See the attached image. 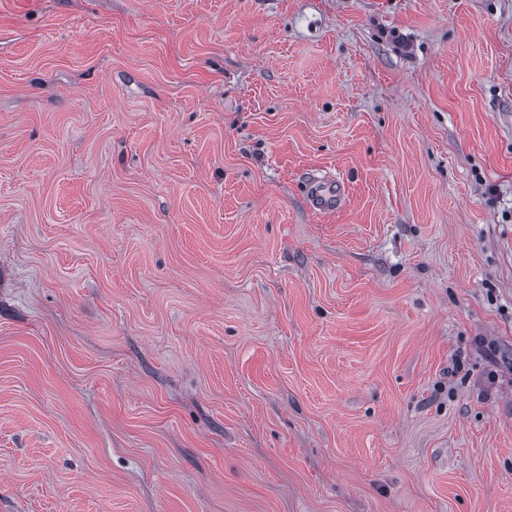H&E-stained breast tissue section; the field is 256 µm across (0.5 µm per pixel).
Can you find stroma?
<instances>
[{
	"label": "stroma",
	"instance_id": "stroma-1",
	"mask_svg": "<svg viewBox=\"0 0 512 512\" xmlns=\"http://www.w3.org/2000/svg\"><path fill=\"white\" fill-rule=\"evenodd\" d=\"M0 512H512V0H0ZM309 204L315 210L329 211L337 208L344 196L343 183L339 180H313Z\"/></svg>",
	"mask_w": 512,
	"mask_h": 512
}]
</instances>
